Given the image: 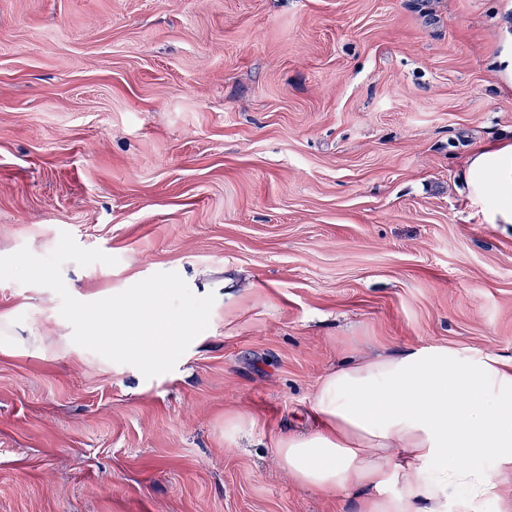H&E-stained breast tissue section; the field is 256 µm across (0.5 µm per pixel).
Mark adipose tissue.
Returning <instances> with one entry per match:
<instances>
[{
    "mask_svg": "<svg viewBox=\"0 0 512 512\" xmlns=\"http://www.w3.org/2000/svg\"><path fill=\"white\" fill-rule=\"evenodd\" d=\"M472 188L494 183L491 219L512 224V144L479 150ZM317 428L277 455L300 485L339 490L358 512H483L512 476V361L416 347L327 373Z\"/></svg>",
    "mask_w": 512,
    "mask_h": 512,
    "instance_id": "obj_1",
    "label": "adipose tissue"
}]
</instances>
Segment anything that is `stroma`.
<instances>
[{"label":"stroma","mask_w":512,"mask_h":512,"mask_svg":"<svg viewBox=\"0 0 512 512\" xmlns=\"http://www.w3.org/2000/svg\"><path fill=\"white\" fill-rule=\"evenodd\" d=\"M505 52L512 0H0V256L66 231L117 259L64 265L78 300L216 296L147 379L0 282V512H357L276 453L324 373L512 359V224L468 172L512 143Z\"/></svg>","instance_id":"35a3bbf8"}]
</instances>
